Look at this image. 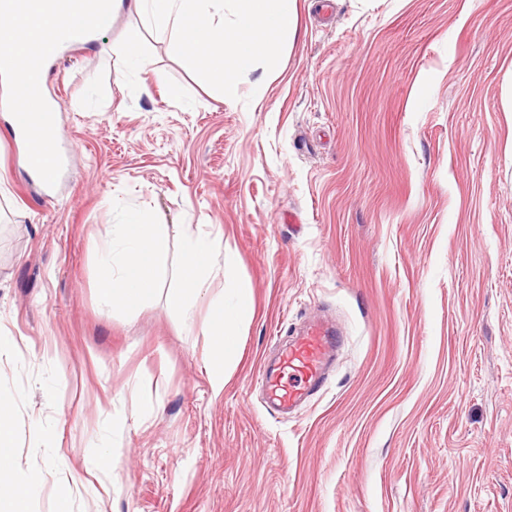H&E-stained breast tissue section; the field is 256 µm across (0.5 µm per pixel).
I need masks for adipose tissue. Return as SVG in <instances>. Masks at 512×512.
<instances>
[{
  "label": "adipose tissue",
  "instance_id": "ef3b65f1",
  "mask_svg": "<svg viewBox=\"0 0 512 512\" xmlns=\"http://www.w3.org/2000/svg\"><path fill=\"white\" fill-rule=\"evenodd\" d=\"M214 0H112L167 34L171 52L190 62L198 80L222 98L237 96L240 85L260 58H271L293 46L296 0H229L228 14L213 8ZM108 247L100 260L101 302L112 309L133 310L151 298L162 274L168 230L135 216L112 225ZM218 242L198 231L183 233L180 286L173 305L191 318L200 302H207L210 319L202 326L209 344V375L224 385V369L236 351L238 330L251 309V287L239 284L233 308L207 299L209 261ZM36 489L33 473L12 467L9 480H0V504L6 512H32Z\"/></svg>",
  "mask_w": 512,
  "mask_h": 512
}]
</instances>
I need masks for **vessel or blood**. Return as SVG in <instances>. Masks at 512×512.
<instances>
[{
  "label": "vessel or blood",
  "mask_w": 512,
  "mask_h": 512,
  "mask_svg": "<svg viewBox=\"0 0 512 512\" xmlns=\"http://www.w3.org/2000/svg\"><path fill=\"white\" fill-rule=\"evenodd\" d=\"M59 14L69 21L67 38L79 39L85 30L101 26L107 14V0H55ZM48 78L36 68L16 71L9 94L0 99L12 113L14 133L26 148L29 165L52 186L61 166L55 148V112L46 92ZM38 99L40 112L21 111L23 101ZM342 338L326 319L310 321L304 332L283 346L264 374L266 404L276 411L291 410L319 392L326 381V370Z\"/></svg>",
  "instance_id": "obj_1"
}]
</instances>
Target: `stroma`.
I'll list each match as a JSON object with an SVG mask.
<instances>
[{
    "mask_svg": "<svg viewBox=\"0 0 512 512\" xmlns=\"http://www.w3.org/2000/svg\"><path fill=\"white\" fill-rule=\"evenodd\" d=\"M47 75L52 189L0 112V388L35 512H512V0H298L294 48L231 102L123 11ZM135 212L166 269L198 226L210 296L252 288L222 390L175 280L99 298ZM317 312L331 378L274 414L262 364Z\"/></svg>",
    "mask_w": 512,
    "mask_h": 512,
    "instance_id": "1",
    "label": "stroma"
}]
</instances>
